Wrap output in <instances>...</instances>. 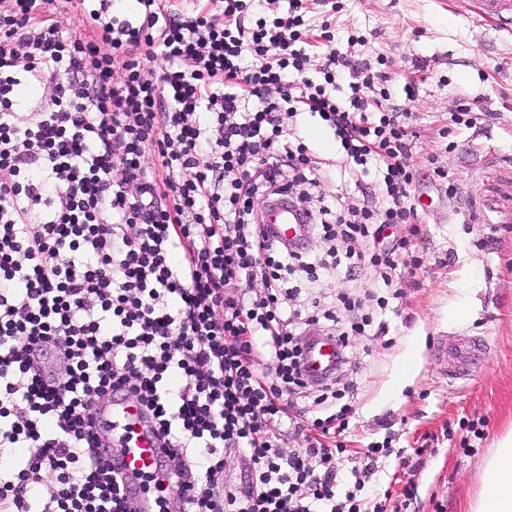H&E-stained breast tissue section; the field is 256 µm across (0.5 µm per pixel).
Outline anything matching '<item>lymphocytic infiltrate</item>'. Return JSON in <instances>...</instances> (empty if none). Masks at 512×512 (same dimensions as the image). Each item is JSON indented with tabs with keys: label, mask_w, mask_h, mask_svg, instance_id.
<instances>
[{
	"label": "lymphocytic infiltrate",
	"mask_w": 512,
	"mask_h": 512,
	"mask_svg": "<svg viewBox=\"0 0 512 512\" xmlns=\"http://www.w3.org/2000/svg\"><path fill=\"white\" fill-rule=\"evenodd\" d=\"M137 21L79 16L64 34L50 0H0V504L9 512H128L122 477L89 440L126 385L191 484L184 512H386L339 492L347 409L312 424L304 451L274 432L307 387L290 276L318 281L304 246L275 239L255 205L285 176L324 171L290 119L334 132L340 177L380 210L324 206L345 268L369 260L381 287L411 265L384 242L417 211L412 149L386 73L334 45L316 56L305 15L328 0H137ZM50 89L38 112L23 88ZM261 282L254 290L253 282ZM59 342L57 372L39 348ZM269 355L267 367L254 359ZM53 432H46V422ZM252 477L229 487L234 460Z\"/></svg>",
	"instance_id": "obj_1"
}]
</instances>
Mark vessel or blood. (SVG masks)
Wrapping results in <instances>:
<instances>
[{
  "instance_id": "obj_1",
  "label": "vessel or blood",
  "mask_w": 512,
  "mask_h": 512,
  "mask_svg": "<svg viewBox=\"0 0 512 512\" xmlns=\"http://www.w3.org/2000/svg\"><path fill=\"white\" fill-rule=\"evenodd\" d=\"M483 18L500 24H512V0H482ZM264 220L272 225L276 237L305 236L307 226L302 215L281 198L269 201L264 208ZM339 351L332 336L309 338L305 350V371L308 379L321 382L335 372ZM104 417L125 428V445L113 463L121 472L123 496L132 512H155L153 498L140 485L144 473L164 471L166 454L142 417L141 407L125 389L117 388L103 410Z\"/></svg>"
}]
</instances>
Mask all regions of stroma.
<instances>
[{
	"label": "stroma",
	"instance_id": "stroma-1",
	"mask_svg": "<svg viewBox=\"0 0 512 512\" xmlns=\"http://www.w3.org/2000/svg\"><path fill=\"white\" fill-rule=\"evenodd\" d=\"M337 10L307 13L312 44L324 27L371 67L388 72L392 101L406 112L416 166L414 196L430 202L399 227L418 266L401 270L398 298L377 310L369 264L354 276L329 273L301 283L289 304L335 310L344 296L364 301L385 331L357 339L337 389L350 408L340 437L347 468L358 451L390 445L375 463L372 485L392 504L406 483L416 493L405 512H468L481 490L484 461L512 432V27L477 15L476 0H338ZM312 211L323 200L363 201L334 174L298 186ZM475 352L470 365L459 347ZM317 387L292 396L298 425H284L283 453L305 448L303 428L337 412L318 403ZM482 426L470 447L461 426Z\"/></svg>",
	"mask_w": 512,
	"mask_h": 512
}]
</instances>
